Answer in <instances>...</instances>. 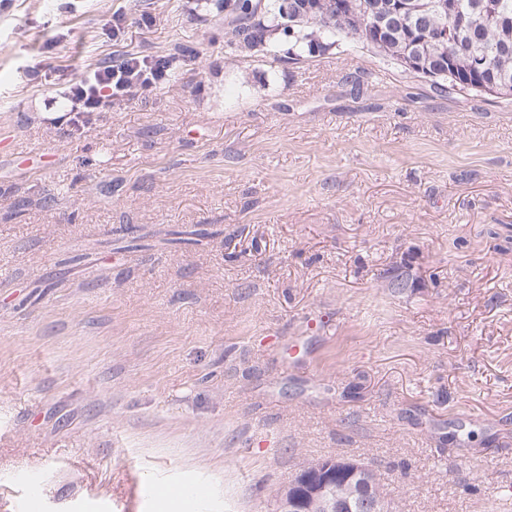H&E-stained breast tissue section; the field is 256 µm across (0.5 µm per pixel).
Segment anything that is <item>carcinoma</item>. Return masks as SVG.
<instances>
[{
    "mask_svg": "<svg viewBox=\"0 0 512 512\" xmlns=\"http://www.w3.org/2000/svg\"><path fill=\"white\" fill-rule=\"evenodd\" d=\"M335 2V9L318 11L313 18L290 28L282 12L283 0H224L225 45L235 52L261 51L274 57L271 36L279 33L291 39L292 54L300 58L349 41L375 50L417 77L420 73L408 65L413 56L443 68V73L428 80L436 91L442 92L449 85L477 92L483 83L512 82V0H495L497 14L493 19L482 17L484 0H446V11L439 6L441 0H410L413 14L386 22L387 32L382 34L370 10L375 0ZM474 56L484 61L481 73L470 69ZM209 236L211 232L202 224L175 225L165 231L164 241L181 244ZM368 485L378 492L381 507L393 512V503L371 462H361L352 478L337 476L330 495L341 504V512H366L357 488Z\"/></svg>",
    "mask_w": 512,
    "mask_h": 512,
    "instance_id": "1",
    "label": "carcinoma"
}]
</instances>
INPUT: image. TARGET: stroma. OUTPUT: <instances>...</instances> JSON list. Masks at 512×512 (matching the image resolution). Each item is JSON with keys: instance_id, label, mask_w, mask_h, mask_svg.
I'll list each match as a JSON object with an SVG mask.
<instances>
[{"instance_id": "stroma-1", "label": "stroma", "mask_w": 512, "mask_h": 512, "mask_svg": "<svg viewBox=\"0 0 512 512\" xmlns=\"http://www.w3.org/2000/svg\"><path fill=\"white\" fill-rule=\"evenodd\" d=\"M273 41L231 54L216 0H0V512H275L330 456L396 512H512V101ZM129 53L186 65L71 120L57 83ZM208 224H192V225H175L172 228L165 231L163 240L169 244H181L190 241L199 242L200 239L207 238L215 232H209L207 228H204ZM192 237H197L193 240Z\"/></svg>"}]
</instances>
